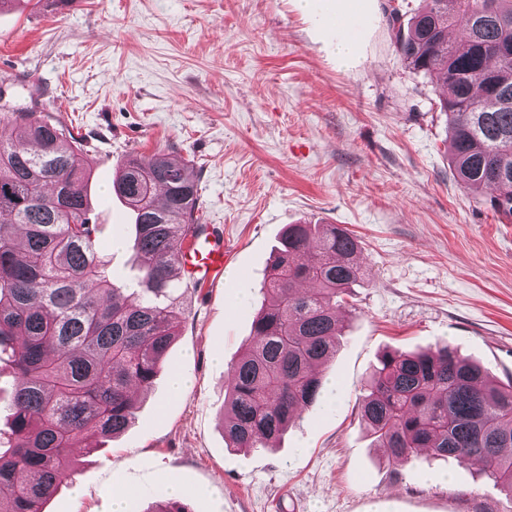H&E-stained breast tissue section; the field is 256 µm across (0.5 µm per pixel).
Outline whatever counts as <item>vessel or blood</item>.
Here are the masks:
<instances>
[{"label":"vessel or blood","instance_id":"vessel-or-blood-1","mask_svg":"<svg viewBox=\"0 0 512 512\" xmlns=\"http://www.w3.org/2000/svg\"><path fill=\"white\" fill-rule=\"evenodd\" d=\"M227 257L222 230L209 224L187 249L180 251L178 269L190 280L206 284L223 275Z\"/></svg>","mask_w":512,"mask_h":512}]
</instances>
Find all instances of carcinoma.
I'll list each match as a JSON object with an SVG mask.
<instances>
[{"label": "carcinoma", "mask_w": 512, "mask_h": 512, "mask_svg": "<svg viewBox=\"0 0 512 512\" xmlns=\"http://www.w3.org/2000/svg\"><path fill=\"white\" fill-rule=\"evenodd\" d=\"M406 67L446 86L449 154L467 190L512 221V0H428L402 22L389 13ZM466 33L449 38L454 24ZM83 144L34 112L0 114V355L19 379L13 444L0 448V512H44L73 480L71 449L114 438L134 419L179 336L177 254L201 229L198 188L164 153L129 158L113 182L134 218L142 264L132 287L108 267L88 214ZM359 243L335 224H288L265 281L243 355L230 366L224 440L273 447L320 396L319 369L336 353L337 305L366 278ZM386 461L422 454L478 461L512 500V381L489 378L444 344L390 348L361 403Z\"/></svg>", "instance_id": "carcinoma-1"}]
</instances>
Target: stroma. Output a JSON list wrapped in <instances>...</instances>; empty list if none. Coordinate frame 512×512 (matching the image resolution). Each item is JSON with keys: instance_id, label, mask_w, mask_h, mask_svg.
Returning a JSON list of instances; mask_svg holds the SVG:
<instances>
[{"instance_id": "35a3bbf8", "label": "stroma", "mask_w": 512, "mask_h": 512, "mask_svg": "<svg viewBox=\"0 0 512 512\" xmlns=\"http://www.w3.org/2000/svg\"><path fill=\"white\" fill-rule=\"evenodd\" d=\"M352 0H11L0 8V97L49 116L89 147V216L110 267L140 260L112 180L133 153L185 162L201 223L224 231V276L193 290L166 367L138 393L135 420L92 456L46 512H145L169 480L190 512H512L480 474L447 459L383 461L361 400L383 351L447 343L512 379V224L457 182L440 85L405 68L391 7L362 0L355 57L332 19ZM336 224L369 277L339 307L335 400L302 411L277 447L224 443L231 364L243 353L286 225ZM246 305H238L240 293ZM191 382L169 394L172 371Z\"/></svg>"}]
</instances>
